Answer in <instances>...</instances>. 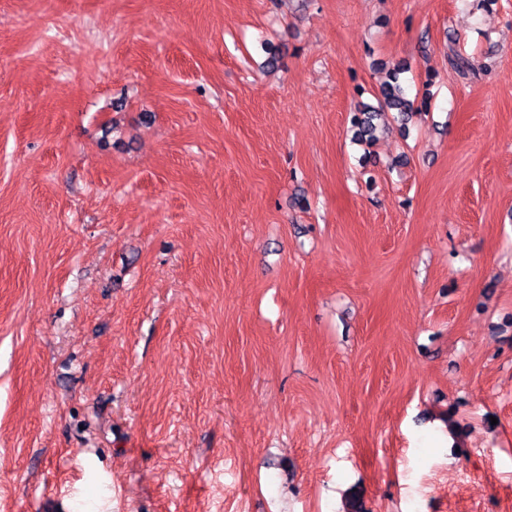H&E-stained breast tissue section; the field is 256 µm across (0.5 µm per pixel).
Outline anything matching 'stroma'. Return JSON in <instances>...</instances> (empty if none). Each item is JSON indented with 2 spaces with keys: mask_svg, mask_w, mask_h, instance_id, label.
I'll list each match as a JSON object with an SVG mask.
<instances>
[{
  "mask_svg": "<svg viewBox=\"0 0 512 512\" xmlns=\"http://www.w3.org/2000/svg\"><path fill=\"white\" fill-rule=\"evenodd\" d=\"M354 494L512 512V0H0V512ZM407 71V64L399 63L389 72L387 80L381 85L376 107L365 103L358 105L351 120L356 141L360 143L374 141L376 132L374 120L385 112H397L401 122L406 124L415 114L427 111L429 97L425 95L419 106L406 96L401 75Z\"/></svg>",
  "mask_w": 512,
  "mask_h": 512,
  "instance_id": "obj_1",
  "label": "stroma"
}]
</instances>
